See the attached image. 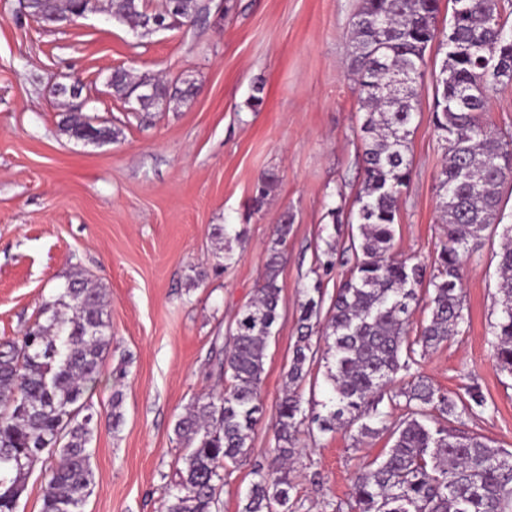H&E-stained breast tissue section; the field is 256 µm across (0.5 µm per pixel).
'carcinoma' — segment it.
I'll return each instance as SVG.
<instances>
[{
    "label": "carcinoma",
    "instance_id": "carcinoma-1",
    "mask_svg": "<svg viewBox=\"0 0 512 512\" xmlns=\"http://www.w3.org/2000/svg\"><path fill=\"white\" fill-rule=\"evenodd\" d=\"M97 0H40L39 16L63 25ZM448 27H438L440 0H359L350 39L364 50L352 54L349 70L364 112L362 188L348 220L343 207L329 210L333 227L356 223L358 247L349 276L340 283L326 318H321L322 277L339 257L330 245L316 257L315 279L304 289L298 336L285 374L287 389L273 425L272 466L254 471L241 512H289L294 489L286 464L296 454V436L306 421L322 431L358 426L364 437L374 423L405 399V414L390 427L391 447L353 481L356 512H512V452L477 434L448 428L486 408L476 385L453 398L434 387L414 366L417 357L458 335L465 323L462 285L471 259L470 243L500 233L497 291L500 317L492 326L496 370L512 375V224H500V189L512 180V132L486 118L490 93L512 83V25L501 0H448ZM112 17L130 30L152 33L147 20L169 26L209 22L204 0H162L155 11L145 0H111ZM69 17H64V14ZM445 50L444 79L434 95L432 122L445 150L439 176V207L446 240L431 263L394 253L395 224L411 174L408 157L412 125L425 77L426 51L433 41ZM496 66L502 80L486 75ZM412 69L406 86L386 89L393 70ZM121 100L145 84L149 96L138 111L148 112L191 98L194 92L166 81L133 77L126 69L111 75ZM60 130L77 141L110 142L118 130L70 112ZM276 182L262 175L250 209L266 205ZM291 232L288 216L275 226L266 272L256 296L235 316L224 344V387L196 397L175 422L173 433L185 449L166 512H218L226 476L251 453V433L263 410L262 377L267 345L279 318V267ZM425 290L429 319L410 336V316ZM105 294L74 273L63 292L44 305L45 319L21 336L0 341V512H17L29 468L45 463L41 512H83L94 472L88 444L94 414L88 404L99 367L112 344ZM322 326L326 377L331 386L327 415H306L297 392L317 359L312 344ZM408 380L392 389L397 375Z\"/></svg>",
    "mask_w": 512,
    "mask_h": 512
}]
</instances>
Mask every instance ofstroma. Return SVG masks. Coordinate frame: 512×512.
Listing matches in <instances>:
<instances>
[{
    "instance_id": "1",
    "label": "stroma",
    "mask_w": 512,
    "mask_h": 512,
    "mask_svg": "<svg viewBox=\"0 0 512 512\" xmlns=\"http://www.w3.org/2000/svg\"><path fill=\"white\" fill-rule=\"evenodd\" d=\"M357 0H226L221 24L140 37L108 9L77 25L42 27L0 0V340L20 336L45 303L82 270L105 289L112 344L92 392L98 426L90 444L95 485L84 512H162L183 455L174 423L220 381L224 337L255 294L273 231L291 232L278 281L280 318L262 383L264 415L252 452L227 476L220 512L240 499L275 446L272 420L298 339L299 305L317 253L334 243L342 264L325 279L333 297L350 270L353 231L334 230L331 208L351 209L362 186L358 90L347 74ZM444 53H426L429 76L411 137V181L395 226L399 253L431 260L444 239L438 176L444 150L432 123L433 83ZM188 79L187 101L134 117L113 97V70ZM84 85L73 100L56 87ZM263 105L252 110L254 85ZM80 108L119 129L92 144L62 134V113ZM275 173L266 206L248 201L259 176ZM230 225L223 270L215 227ZM500 240L473 247L463 282L459 335L421 358L436 388L464 395L479 384L488 411L465 430L512 450V376L493 365ZM205 280H196L199 268ZM122 420L113 424L112 396ZM388 433L301 432L290 466L293 512H351L357 473L390 448Z\"/></svg>"
}]
</instances>
